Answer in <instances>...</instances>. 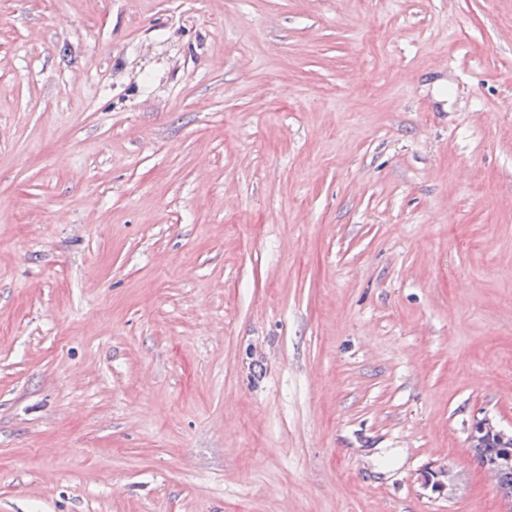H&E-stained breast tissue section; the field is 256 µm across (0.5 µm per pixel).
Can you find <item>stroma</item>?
Listing matches in <instances>:
<instances>
[{"label":"stroma","mask_w":512,"mask_h":512,"mask_svg":"<svg viewBox=\"0 0 512 512\" xmlns=\"http://www.w3.org/2000/svg\"><path fill=\"white\" fill-rule=\"evenodd\" d=\"M477 416L512 0H0V512H504Z\"/></svg>","instance_id":"obj_1"}]
</instances>
